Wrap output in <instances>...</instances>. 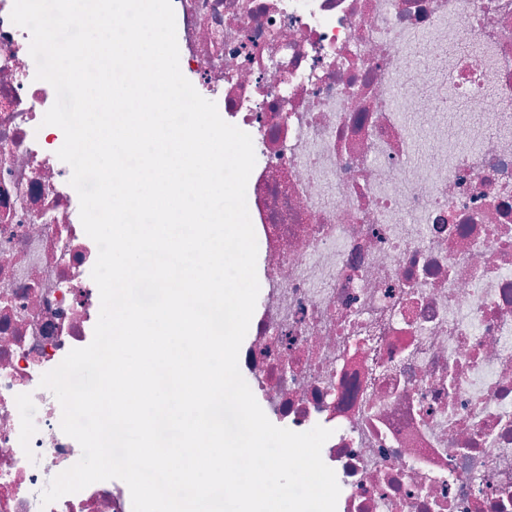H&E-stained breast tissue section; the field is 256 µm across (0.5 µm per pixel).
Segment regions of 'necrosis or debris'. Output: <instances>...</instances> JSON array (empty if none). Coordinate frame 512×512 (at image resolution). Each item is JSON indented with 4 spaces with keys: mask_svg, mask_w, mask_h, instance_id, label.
<instances>
[{
    "mask_svg": "<svg viewBox=\"0 0 512 512\" xmlns=\"http://www.w3.org/2000/svg\"><path fill=\"white\" fill-rule=\"evenodd\" d=\"M182 74L250 134L266 285L238 356L284 428L332 429L337 512H512V0H172ZM0 0V512L79 444L43 374L90 344L98 256L31 35ZM471 119L467 143L448 116Z\"/></svg>",
    "mask_w": 512,
    "mask_h": 512,
    "instance_id": "4bbe7bcc",
    "label": "necrosis or debris"
}]
</instances>
